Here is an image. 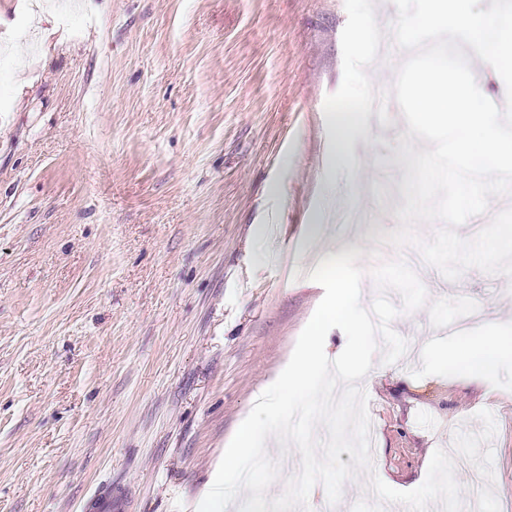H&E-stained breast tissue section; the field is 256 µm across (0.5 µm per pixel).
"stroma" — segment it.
Instances as JSON below:
<instances>
[{
    "label": "stroma",
    "instance_id": "stroma-1",
    "mask_svg": "<svg viewBox=\"0 0 512 512\" xmlns=\"http://www.w3.org/2000/svg\"><path fill=\"white\" fill-rule=\"evenodd\" d=\"M393 0H0V512H197L224 450L324 296L310 273L363 248L347 209L400 225L403 59L361 30ZM372 72L373 86L362 81ZM379 113L336 152L339 110ZM500 274L435 275L512 321ZM366 386L374 470L408 491L466 448L490 500L512 488V365L486 403L437 368L428 308Z\"/></svg>",
    "mask_w": 512,
    "mask_h": 512
}]
</instances>
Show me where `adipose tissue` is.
I'll use <instances>...</instances> for the list:
<instances>
[{"mask_svg":"<svg viewBox=\"0 0 512 512\" xmlns=\"http://www.w3.org/2000/svg\"><path fill=\"white\" fill-rule=\"evenodd\" d=\"M443 366H464L468 376L493 377L506 362H512V332L484 326L467 335L450 339L446 350L435 354Z\"/></svg>","mask_w":512,"mask_h":512,"instance_id":"adipose-tissue-1","label":"adipose tissue"}]
</instances>
